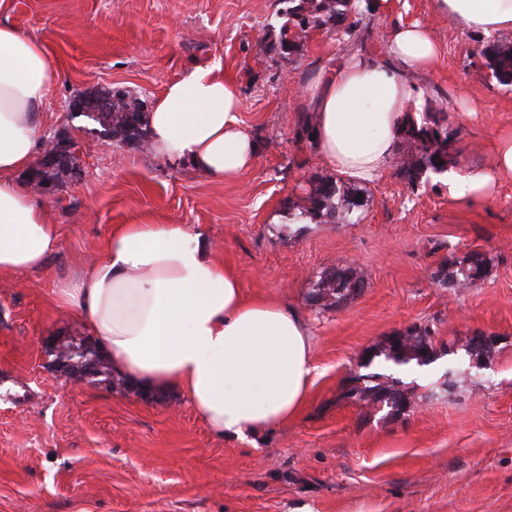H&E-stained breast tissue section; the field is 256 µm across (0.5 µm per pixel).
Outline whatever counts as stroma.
Wrapping results in <instances>:
<instances>
[{"mask_svg": "<svg viewBox=\"0 0 512 512\" xmlns=\"http://www.w3.org/2000/svg\"><path fill=\"white\" fill-rule=\"evenodd\" d=\"M390 2L356 43L312 28L283 57L266 46L277 0H0V24L40 41L55 68L40 136L64 133L75 169L37 192L58 249L40 271L0 277V512H512V177L468 202L443 174L412 180L396 159L353 183L360 205L346 218L292 221L334 176L304 130V87L355 51H383L397 25L421 24L441 50L416 78L409 118L442 109L460 169L491 170L512 135V85L484 56L494 37L459 29L431 0ZM207 68L237 87L257 145L231 181L148 146L100 150L99 125L71 110L78 94H119L148 113L169 83ZM124 224L204 229L246 297L303 315L317 371L293 420L226 439L177 391L61 373L53 341L86 333L57 290ZM475 252L486 259L476 286L438 281ZM337 266L364 276L361 294L311 301L317 276ZM414 328L429 330L432 362L385 361L388 339ZM479 334L496 343L476 363L466 348ZM364 374L397 378L410 406L351 397Z\"/></svg>", "mask_w": 512, "mask_h": 512, "instance_id": "1", "label": "stroma"}]
</instances>
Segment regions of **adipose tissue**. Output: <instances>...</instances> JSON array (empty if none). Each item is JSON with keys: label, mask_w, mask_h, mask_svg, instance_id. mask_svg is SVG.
<instances>
[{"label": "adipose tissue", "mask_w": 512, "mask_h": 512, "mask_svg": "<svg viewBox=\"0 0 512 512\" xmlns=\"http://www.w3.org/2000/svg\"><path fill=\"white\" fill-rule=\"evenodd\" d=\"M460 28L512 30V0H433ZM438 47L426 28L402 24L379 54H353L306 89L318 148L345 178L371 182L395 149L413 74L429 71ZM56 72L42 44L0 24V276L44 267L59 243L36 195L14 175L43 146L40 112ZM232 82L198 69L169 84L149 116L151 146L224 181L252 167ZM512 177V137L492 171L452 172L456 199L484 197L494 178ZM59 307L77 313L107 350L114 372L148 390H178L216 434L245 440L282 425L304 407L316 368L311 330L297 311L245 299L234 270L218 262L203 232L181 224H127L105 255L60 288Z\"/></svg>", "instance_id": "ef3b65f1"}]
</instances>
